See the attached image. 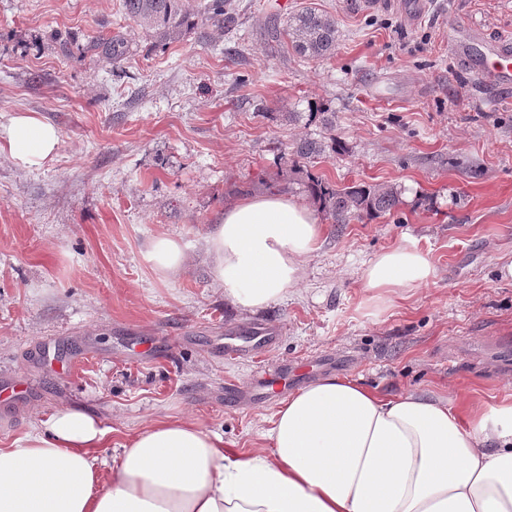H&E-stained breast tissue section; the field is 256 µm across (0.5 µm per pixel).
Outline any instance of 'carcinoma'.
<instances>
[{"instance_id": "carcinoma-1", "label": "carcinoma", "mask_w": 512, "mask_h": 512, "mask_svg": "<svg viewBox=\"0 0 512 512\" xmlns=\"http://www.w3.org/2000/svg\"><path fill=\"white\" fill-rule=\"evenodd\" d=\"M124 19L151 33L160 42L178 41L198 25L223 22L229 15L227 0H210L199 13L189 0H122ZM288 44L299 56L323 59L336 50L339 30L336 19L312 7H305L288 17ZM343 144L331 135L322 140L301 141L290 158L293 169L323 154H336ZM309 192L326 217L334 224H348L363 216L386 214L401 204L400 192L389 185L353 183L344 188L310 177Z\"/></svg>"}]
</instances>
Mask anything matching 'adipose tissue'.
Returning <instances> with one entry per match:
<instances>
[{
    "instance_id": "obj_1",
    "label": "adipose tissue",
    "mask_w": 512,
    "mask_h": 512,
    "mask_svg": "<svg viewBox=\"0 0 512 512\" xmlns=\"http://www.w3.org/2000/svg\"><path fill=\"white\" fill-rule=\"evenodd\" d=\"M59 141L32 113L0 123V153L22 168L52 161ZM322 233L299 199L236 200L207 239L212 275L236 309H264L300 283ZM431 275L417 249L379 252L363 275L367 301L390 306ZM105 436L83 408L40 414L17 447L0 448V512H512L511 397L389 399L326 375L280 402L268 447L238 451L196 421H155L107 485L94 454Z\"/></svg>"
}]
</instances>
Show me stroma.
<instances>
[{"instance_id":"35a3bbf8","label":"stroma","mask_w":512,"mask_h":512,"mask_svg":"<svg viewBox=\"0 0 512 512\" xmlns=\"http://www.w3.org/2000/svg\"><path fill=\"white\" fill-rule=\"evenodd\" d=\"M230 4L231 26L164 45L124 19L121 0H0V122L34 112L60 135L44 167L0 155V448L64 404L106 428V477L157 419L192 417L226 447L254 448L286 391L235 403L224 391L260 365H308L287 391L336 374L392 397L512 396V85L481 83L445 22L512 31V0H430L418 21L364 0ZM305 6L340 31L317 62L284 34ZM116 41L115 60L103 47ZM319 107L335 113L346 150L311 173L391 185L401 203L325 223L298 286L239 311L212 278L206 238L237 198L310 200L306 175L282 157L326 137ZM160 236L187 256L166 277L147 258ZM398 245L422 251L433 273L371 310L365 266ZM262 321L279 337L225 359V336Z\"/></svg>"}]
</instances>
